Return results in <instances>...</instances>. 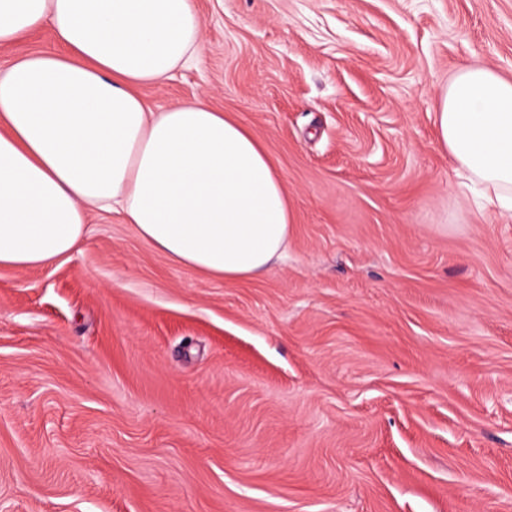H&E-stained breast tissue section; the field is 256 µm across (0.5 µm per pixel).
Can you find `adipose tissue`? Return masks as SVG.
I'll use <instances>...</instances> for the list:
<instances>
[{
  "instance_id": "adipose-tissue-1",
  "label": "adipose tissue",
  "mask_w": 512,
  "mask_h": 512,
  "mask_svg": "<svg viewBox=\"0 0 512 512\" xmlns=\"http://www.w3.org/2000/svg\"><path fill=\"white\" fill-rule=\"evenodd\" d=\"M43 25L58 50L0 72V267L79 252L98 211L218 280L283 257L288 194L262 142L203 99L153 108L137 92L196 57L195 0H0V47ZM435 125L460 188L480 187L512 217V81L459 68Z\"/></svg>"
}]
</instances>
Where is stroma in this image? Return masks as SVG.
Listing matches in <instances>:
<instances>
[{"label":"stroma","mask_w":512,"mask_h":512,"mask_svg":"<svg viewBox=\"0 0 512 512\" xmlns=\"http://www.w3.org/2000/svg\"><path fill=\"white\" fill-rule=\"evenodd\" d=\"M205 95L280 173L287 256L218 281L120 215L0 268L10 512H512V221L437 141L459 67L512 80V0H196Z\"/></svg>","instance_id":"1"}]
</instances>
